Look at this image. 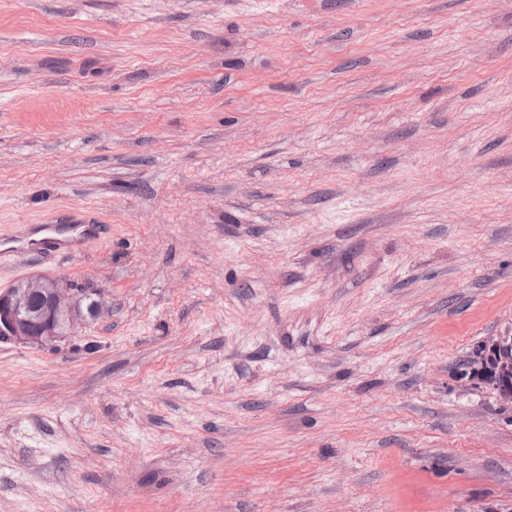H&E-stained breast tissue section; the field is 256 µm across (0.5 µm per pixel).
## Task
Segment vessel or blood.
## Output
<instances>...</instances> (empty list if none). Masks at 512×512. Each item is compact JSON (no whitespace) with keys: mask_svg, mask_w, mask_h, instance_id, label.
Wrapping results in <instances>:
<instances>
[{"mask_svg":"<svg viewBox=\"0 0 512 512\" xmlns=\"http://www.w3.org/2000/svg\"><path fill=\"white\" fill-rule=\"evenodd\" d=\"M43 236L39 241H28L26 235L14 238L13 246L0 250V256L17 258L28 253L51 254L64 246L66 234H73L79 241L85 242L101 238L105 232L104 225L79 215L53 218L42 227Z\"/></svg>","mask_w":512,"mask_h":512,"instance_id":"obj_1","label":"vessel or blood"}]
</instances>
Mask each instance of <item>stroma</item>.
Wrapping results in <instances>:
<instances>
[{
    "label": "stroma",
    "instance_id": "obj_1",
    "mask_svg": "<svg viewBox=\"0 0 512 512\" xmlns=\"http://www.w3.org/2000/svg\"><path fill=\"white\" fill-rule=\"evenodd\" d=\"M0 512H512V0H0ZM43 237L37 242H26L28 234H21L7 240L16 243L15 246L0 249L1 257L24 256L30 252L50 255L52 252L66 245L67 240L62 238L63 234H73L76 241H88L99 239L105 233V225L97 221L79 215H68L65 217H53L49 224L41 226ZM101 293L71 288L60 278L31 277L0 291V343L43 346L100 315ZM461 372L487 383L512 410V329L481 341Z\"/></svg>",
    "mask_w": 512,
    "mask_h": 512
}]
</instances>
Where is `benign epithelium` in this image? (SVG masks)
<instances>
[{"instance_id":"1","label":"benign epithelium","mask_w":512,"mask_h":512,"mask_svg":"<svg viewBox=\"0 0 512 512\" xmlns=\"http://www.w3.org/2000/svg\"><path fill=\"white\" fill-rule=\"evenodd\" d=\"M101 293H86L59 278L31 277L0 291V343L43 346L100 315ZM464 372L487 383L512 409V329L481 341Z\"/></svg>"}]
</instances>
